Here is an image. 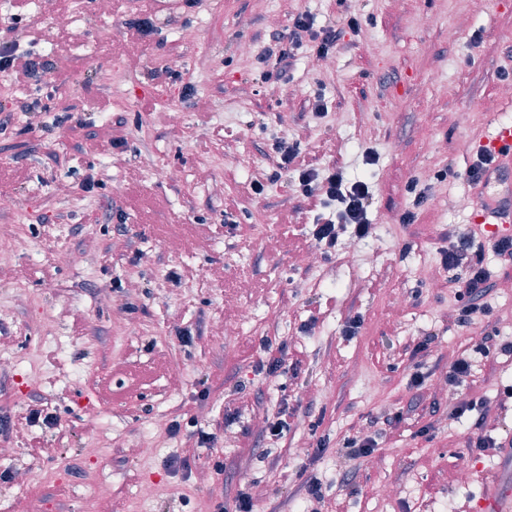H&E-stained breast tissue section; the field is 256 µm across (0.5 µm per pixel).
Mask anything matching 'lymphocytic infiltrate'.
Instances as JSON below:
<instances>
[{"label": "lymphocytic infiltrate", "mask_w": 512, "mask_h": 512, "mask_svg": "<svg viewBox=\"0 0 512 512\" xmlns=\"http://www.w3.org/2000/svg\"><path fill=\"white\" fill-rule=\"evenodd\" d=\"M356 17H349L345 24L328 22L317 24L312 13L296 15L287 35H271L269 44L259 55L258 60L264 69L261 81L282 79L293 68L300 50H308L316 58L324 59L336 52L345 30H357ZM21 32L12 37L0 39V76L11 83L39 80L41 74L54 70L55 60L22 50ZM279 155V171L294 172L305 197H313L316 191H323L320 201L321 215L315 224L316 241L327 246H335L341 234L352 233L357 238H365L371 230L369 218L373 196L366 182L348 181L339 172L321 176L319 171L306 165L297 142L280 137L274 142ZM503 260H512V239L494 241L485 246L474 235L460 236L447 249L441 250V266L451 273L456 284L457 305L452 318L455 325L468 326L475 317L489 314L491 307L487 301L493 282L490 270L485 264L486 250ZM452 414L455 417L470 419L474 430L469 446L476 454L483 455L501 448L503 442L512 436V431L501 430L491 433L488 427L489 409L484 399H467L455 403Z\"/></svg>", "instance_id": "lymphocytic-infiltrate-1"}]
</instances>
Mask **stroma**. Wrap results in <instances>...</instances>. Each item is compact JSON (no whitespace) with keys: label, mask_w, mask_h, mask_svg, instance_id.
Wrapping results in <instances>:
<instances>
[{"label":"stroma","mask_w":512,"mask_h":512,"mask_svg":"<svg viewBox=\"0 0 512 512\" xmlns=\"http://www.w3.org/2000/svg\"><path fill=\"white\" fill-rule=\"evenodd\" d=\"M318 22L358 15L330 59L317 65L302 53L290 81H255V54L272 33H287L295 15ZM71 13L68 29L57 19ZM149 14L158 29L138 49L123 38L124 20ZM112 39L98 41L102 26ZM26 47L66 64L45 76L42 112H17L0 131V190L18 202L32 241L11 261L17 278H0V303L12 305L0 320V357L18 366L0 383V415L16 423L0 445V512H20L26 494L37 512H88L98 487L107 490L108 512H196L235 496L251 483L253 512H270L291 498L294 512H309L297 472L307 467L323 483V512H461L472 507L497 460L468 446L467 419L449 415L456 399L483 397L491 417L512 428V404L500 409V393L512 385V356L474 353L477 336L498 328L512 340V265L491 261L496 286L492 311L468 327L449 322L456 286L440 265L449 229L469 230L466 168L472 145L492 123L512 120V0H220L211 5L169 7L166 0H112L110 14L97 0H0V36L12 27ZM195 42H185L186 33ZM479 45H472L473 36ZM135 81L106 90L110 70ZM191 100H183L185 86ZM327 114L313 118L317 97ZM157 109L143 111L144 100ZM179 110L180 123L170 119ZM125 117L118 150L91 138L111 120ZM194 136L185 149L182 132ZM300 140L315 168H340L347 179L371 186L372 233L343 235L335 248L313 237L315 213L293 175L270 182L278 158L276 138ZM248 148L253 169L235 162ZM378 155L366 164L365 152ZM182 178H165L169 169ZM99 184L81 186L87 176ZM265 186L254 194L252 182ZM429 199L413 208L409 183ZM70 196L59 200L58 185ZM126 212L123 251H112L108 223H94L100 204ZM414 209L415 220L399 223ZM312 252L317 268L297 264ZM24 300H15L17 290ZM403 307H396V299ZM251 308L242 323L238 306ZM319 320L301 327L310 311ZM358 320L355 335L343 333ZM224 323L232 335H218ZM189 328L193 345L177 331ZM434 334V352L422 389L407 385L414 343ZM288 342L295 363L267 377L255 373L258 342ZM472 372L455 387L435 384L459 357ZM181 364L183 374L173 372ZM384 383L366 393L369 376ZM47 402L57 427L25 423L34 398ZM194 404V419L182 408ZM297 407L295 426L266 436L254 416H273L281 404ZM99 409L97 416L87 406ZM401 415L397 427L385 420ZM180 420L151 457L135 441L149 437L157 418ZM435 438L419 436L428 422ZM218 431L223 470L191 437ZM378 433L373 457L347 461V437ZM326 435L330 447L318 459L308 448ZM54 448L52 459L33 458L30 442ZM97 447L88 457L84 448ZM198 453L190 476L167 462ZM356 471L354 490L340 488L344 470ZM33 477L29 489L17 472ZM467 472V482L455 480ZM401 493L383 495L385 485ZM160 488L146 498L144 487Z\"/></svg>","instance_id":"obj_1"}]
</instances>
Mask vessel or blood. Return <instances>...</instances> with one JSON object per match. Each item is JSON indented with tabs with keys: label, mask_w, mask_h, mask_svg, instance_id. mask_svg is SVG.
Instances as JSON below:
<instances>
[{
	"label": "vessel or blood",
	"mask_w": 512,
	"mask_h": 512,
	"mask_svg": "<svg viewBox=\"0 0 512 512\" xmlns=\"http://www.w3.org/2000/svg\"><path fill=\"white\" fill-rule=\"evenodd\" d=\"M476 149L490 154L492 162L472 185L469 219L489 235L512 237V122H496ZM498 454V473L484 487L477 512H512V447Z\"/></svg>",
	"instance_id": "obj_1"
}]
</instances>
